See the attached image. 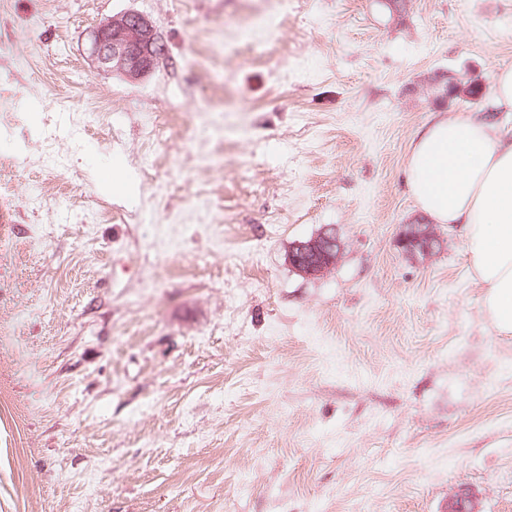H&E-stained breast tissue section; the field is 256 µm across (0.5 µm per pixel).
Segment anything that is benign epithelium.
<instances>
[{
	"mask_svg": "<svg viewBox=\"0 0 512 512\" xmlns=\"http://www.w3.org/2000/svg\"><path fill=\"white\" fill-rule=\"evenodd\" d=\"M161 38L153 22L135 10L117 13L97 27L90 38L89 55L97 68L136 81L148 76L163 60ZM398 247L407 253H431L438 236L427 224H411L400 235ZM340 244L325 229L307 241L295 242L288 262L298 273L316 277L328 272L338 261ZM448 512H475L474 496L462 493L448 504Z\"/></svg>",
	"mask_w": 512,
	"mask_h": 512,
	"instance_id": "7a95c632",
	"label": "benign epithelium"
}]
</instances>
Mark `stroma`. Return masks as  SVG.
I'll return each instance as SVG.
<instances>
[{
  "instance_id": "stroma-1",
  "label": "stroma",
  "mask_w": 512,
  "mask_h": 512,
  "mask_svg": "<svg viewBox=\"0 0 512 512\" xmlns=\"http://www.w3.org/2000/svg\"><path fill=\"white\" fill-rule=\"evenodd\" d=\"M127 9L137 82L88 54ZM509 66L512 0H0V512H512V337L459 226L396 243ZM161 43L155 25L147 16L126 10L93 31L89 55L98 69L136 81L148 76L163 60ZM438 236L427 224H411L400 235L398 247L407 253H431L438 244ZM340 250L336 235L327 228L310 240L295 242L290 248L288 262L301 275L316 277L324 275L337 263Z\"/></svg>"
}]
</instances>
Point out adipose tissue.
I'll list each match as a JSON object with an SVG mask.
<instances>
[{"label":"adipose tissue","mask_w":512,"mask_h":512,"mask_svg":"<svg viewBox=\"0 0 512 512\" xmlns=\"http://www.w3.org/2000/svg\"><path fill=\"white\" fill-rule=\"evenodd\" d=\"M409 191L437 224L464 229L468 270L486 319L512 335V131L484 118H438L413 139Z\"/></svg>","instance_id":"obj_1"}]
</instances>
